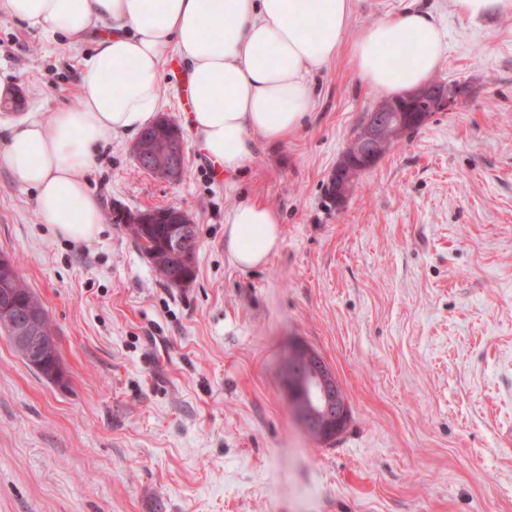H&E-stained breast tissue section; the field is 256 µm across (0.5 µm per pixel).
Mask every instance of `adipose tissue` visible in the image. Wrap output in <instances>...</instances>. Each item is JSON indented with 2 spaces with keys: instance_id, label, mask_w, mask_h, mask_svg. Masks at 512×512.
I'll list each match as a JSON object with an SVG mask.
<instances>
[{
  "instance_id": "adipose-tissue-1",
  "label": "adipose tissue",
  "mask_w": 512,
  "mask_h": 512,
  "mask_svg": "<svg viewBox=\"0 0 512 512\" xmlns=\"http://www.w3.org/2000/svg\"><path fill=\"white\" fill-rule=\"evenodd\" d=\"M353 9L354 0H0L6 17L76 40L96 23L112 26L86 61L79 106L46 123H7L0 164L35 190L42 223L73 242L91 240L103 212L84 174L103 144L154 122L169 55L188 68L196 144L228 178L252 165L258 142L277 144L302 128L312 78L340 52L383 94L437 71L448 39L432 15L408 8L355 32ZM225 232L243 269L264 264L282 242L277 212L262 203L233 208Z\"/></svg>"
}]
</instances>
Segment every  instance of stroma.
<instances>
[{
    "mask_svg": "<svg viewBox=\"0 0 512 512\" xmlns=\"http://www.w3.org/2000/svg\"><path fill=\"white\" fill-rule=\"evenodd\" d=\"M414 7L448 35L436 78L466 84L364 171L343 205L328 177L382 95L347 53L314 78L300 131L260 145L224 183L195 147L170 183L135 135L86 178L104 222L76 243L40 220L0 166V253L57 333L62 383L0 335V512H512V15L471 22L448 0H354L363 29ZM82 42L0 14V117L49 121L80 103ZM278 211L268 261L235 266L224 217ZM176 206L199 227L195 278L165 283L120 209ZM344 388L332 442L293 416L289 346Z\"/></svg>",
    "mask_w": 512,
    "mask_h": 512,
    "instance_id": "stroma-1",
    "label": "stroma"
}]
</instances>
